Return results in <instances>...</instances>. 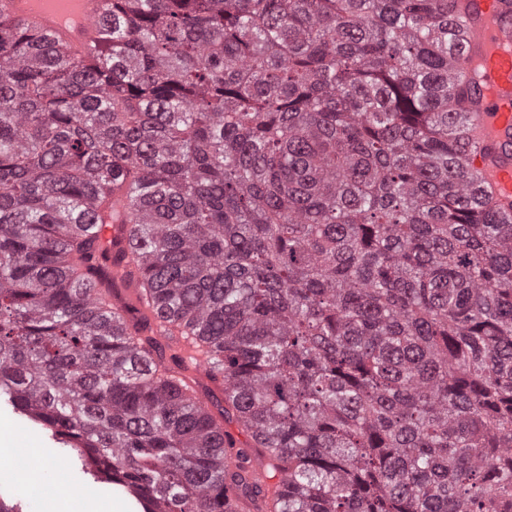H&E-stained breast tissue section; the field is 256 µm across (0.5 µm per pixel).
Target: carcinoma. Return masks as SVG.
Listing matches in <instances>:
<instances>
[{
	"label": "carcinoma",
	"instance_id": "cac0c4a2",
	"mask_svg": "<svg viewBox=\"0 0 512 512\" xmlns=\"http://www.w3.org/2000/svg\"><path fill=\"white\" fill-rule=\"evenodd\" d=\"M462 0H112L73 57L0 16V395L145 512H512V219L470 196ZM127 198L138 244L96 224ZM132 265L176 349L95 291ZM178 345L190 369L189 373H187L188 376L211 374L213 376L216 375L215 377L218 381L222 380V377L217 372H211L207 357L195 346L192 342V337L178 338Z\"/></svg>",
	"mask_w": 512,
	"mask_h": 512
}]
</instances>
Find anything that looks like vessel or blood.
<instances>
[{"label":"vessel or blood","instance_id":"vessel-or-blood-1","mask_svg":"<svg viewBox=\"0 0 512 512\" xmlns=\"http://www.w3.org/2000/svg\"><path fill=\"white\" fill-rule=\"evenodd\" d=\"M110 0H0V15L34 26L48 40L77 54H89L102 24L110 21ZM502 0H472L460 26L467 43L459 66L477 88L467 104L466 166L479 194L512 203V28L504 26ZM191 374L206 375V356L191 339H179Z\"/></svg>","mask_w":512,"mask_h":512}]
</instances>
